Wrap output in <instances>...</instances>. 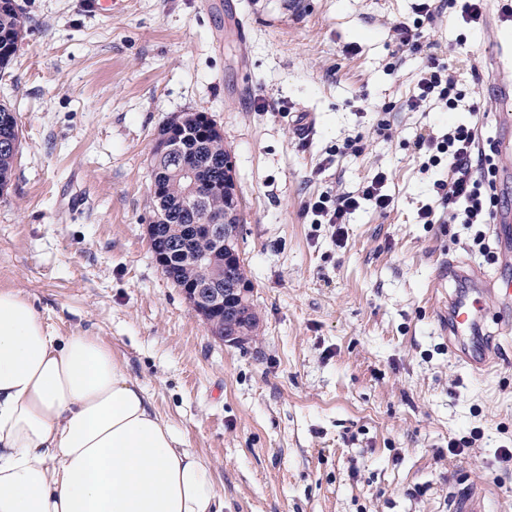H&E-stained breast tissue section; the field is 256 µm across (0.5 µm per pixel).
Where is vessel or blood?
<instances>
[{"label":"vessel or blood","mask_w":512,"mask_h":512,"mask_svg":"<svg viewBox=\"0 0 512 512\" xmlns=\"http://www.w3.org/2000/svg\"><path fill=\"white\" fill-rule=\"evenodd\" d=\"M498 248L512 251V208L498 209L490 226ZM448 277L454 281H468V290L448 292V341L451 350L467 367L476 371L489 369L492 348L484 336L485 310L488 299L499 300L497 323L501 329L512 328V283L497 284L484 270L464 267L459 260L448 262ZM450 512H486L483 488L455 493L450 501Z\"/></svg>","instance_id":"obj_1"}]
</instances>
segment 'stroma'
I'll return each instance as SVG.
<instances>
[{"label": "stroma", "instance_id": "35a3bbf8", "mask_svg": "<svg viewBox=\"0 0 512 512\" xmlns=\"http://www.w3.org/2000/svg\"><path fill=\"white\" fill-rule=\"evenodd\" d=\"M25 32L0 102L20 149L0 192V289L20 288L58 335L108 343L157 411L213 466L224 512H448L491 488L512 512V333L488 305L498 362L448 346V261L478 259L463 224H424L447 166L422 169L426 129L472 123L495 140L508 109L492 71L512 26L433 31L475 65L487 111L407 112L421 60L394 65L389 24L415 0H16ZM223 129L243 218L259 341L215 340L162 273L146 236L148 157L180 112ZM390 126L380 135V123ZM361 137L363 152L344 149ZM389 172L394 208L351 214L343 240L308 199ZM470 440L459 454L452 441ZM484 488H472L465 493H455L450 501V512H486Z\"/></svg>", "mask_w": 512, "mask_h": 512}]
</instances>
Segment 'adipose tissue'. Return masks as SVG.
Returning <instances> with one entry per match:
<instances>
[{
  "instance_id": "1",
  "label": "adipose tissue",
  "mask_w": 512,
  "mask_h": 512,
  "mask_svg": "<svg viewBox=\"0 0 512 512\" xmlns=\"http://www.w3.org/2000/svg\"><path fill=\"white\" fill-rule=\"evenodd\" d=\"M0 512H224L211 465L111 349L0 290Z\"/></svg>"
}]
</instances>
